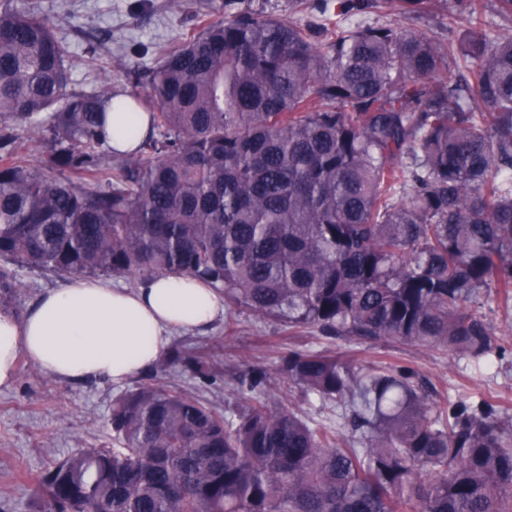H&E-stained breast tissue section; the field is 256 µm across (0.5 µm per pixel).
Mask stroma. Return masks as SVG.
Wrapping results in <instances>:
<instances>
[{
  "mask_svg": "<svg viewBox=\"0 0 512 512\" xmlns=\"http://www.w3.org/2000/svg\"><path fill=\"white\" fill-rule=\"evenodd\" d=\"M59 37L72 44L76 88L94 93L105 89L133 91L127 72L154 67L161 47L198 33V15L220 21L247 5H264L281 17L295 16L301 23L320 27L326 20L310 8L290 13L288 0H185L182 7L170 0H42ZM101 37L95 57L84 53L81 30ZM236 332L226 338L224 321L206 332L176 333L173 345L190 348L217 367L208 385L181 368L157 362L133 375V382L155 381L171 390L194 389L217 407L234 403V375L259 366L274 373L280 355L288 349L323 350L343 356L367 369L379 365H409L430 402L460 397L495 400L503 417L512 418V357L482 369L446 349L401 343H363L345 337L328 338L311 328H288L249 311L236 313ZM105 378L59 381L42 373L30 361L20 363L15 384L0 389V512H37L41 500L39 477L74 448L111 445L112 402L126 392ZM269 406L288 407L314 420L327 414L318 401L288 389L276 377L267 398Z\"/></svg>",
  "mask_w": 512,
  "mask_h": 512,
  "instance_id": "1",
  "label": "stroma"
}]
</instances>
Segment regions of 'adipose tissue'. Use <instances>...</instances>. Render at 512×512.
Returning a JSON list of instances; mask_svg holds the SVG:
<instances>
[{"mask_svg":"<svg viewBox=\"0 0 512 512\" xmlns=\"http://www.w3.org/2000/svg\"><path fill=\"white\" fill-rule=\"evenodd\" d=\"M148 129L147 113L115 112L106 137L128 151ZM223 313V293L192 276L153 275L132 288L70 278L43 293L24 317L0 310V388L15 384L23 356L60 380L122 383L162 358L173 332L207 329Z\"/></svg>","mask_w":512,"mask_h":512,"instance_id":"obj_1","label":"adipose tissue"}]
</instances>
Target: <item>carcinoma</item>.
Wrapping results in <instances>:
<instances>
[{
	"instance_id": "cac0c4a2",
	"label": "carcinoma",
	"mask_w": 512,
	"mask_h": 512,
	"mask_svg": "<svg viewBox=\"0 0 512 512\" xmlns=\"http://www.w3.org/2000/svg\"><path fill=\"white\" fill-rule=\"evenodd\" d=\"M313 0L417 21L312 30L247 7L162 53L123 99L71 87L73 54L31 0H0V304L18 272L190 275L290 327L364 343L505 356L480 313L512 311V0ZM150 132L102 173L106 113ZM49 144L18 159V132ZM167 364L208 382L176 348ZM358 432L343 446L238 379L224 411L139 383L116 399V447L44 472L39 512H512V420L491 400L431 404L409 365L362 370L290 349L277 368Z\"/></svg>"
}]
</instances>
